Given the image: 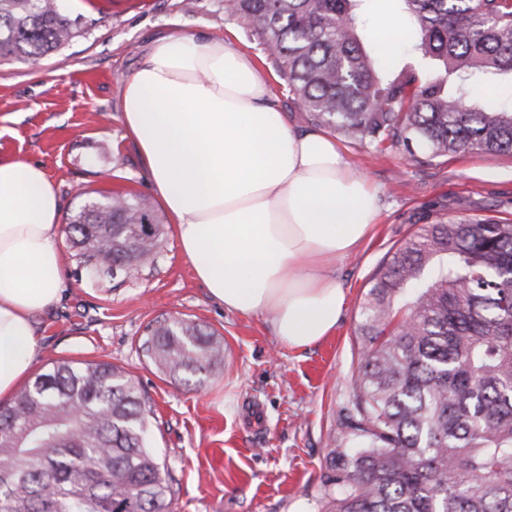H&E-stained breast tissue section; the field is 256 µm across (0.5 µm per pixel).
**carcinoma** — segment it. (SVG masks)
I'll return each mask as SVG.
<instances>
[{
	"label": "carcinoma",
	"instance_id": "carcinoma-1",
	"mask_svg": "<svg viewBox=\"0 0 512 512\" xmlns=\"http://www.w3.org/2000/svg\"><path fill=\"white\" fill-rule=\"evenodd\" d=\"M366 0H224L271 53L299 108L351 143L512 153V0H398L401 31L443 73H395L366 53ZM86 35L60 0H0V59L41 64ZM151 225L145 232L143 225ZM71 247L132 276L164 225L138 195L82 205ZM345 434L329 450L323 512H512V222L421 225L388 252L361 307ZM142 348L174 384L201 383L224 345L197 321L147 327ZM151 406L109 362H57L0 405V512H173L146 445ZM512 94L510 83L494 77L478 76L471 84V99L480 106L486 107L495 104L499 99L508 98Z\"/></svg>",
	"mask_w": 512,
	"mask_h": 512
}]
</instances>
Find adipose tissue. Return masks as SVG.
I'll use <instances>...</instances> for the list:
<instances>
[{
    "instance_id": "obj_1",
    "label": "adipose tissue",
    "mask_w": 512,
    "mask_h": 512,
    "mask_svg": "<svg viewBox=\"0 0 512 512\" xmlns=\"http://www.w3.org/2000/svg\"><path fill=\"white\" fill-rule=\"evenodd\" d=\"M122 123L209 297L272 314L292 349L330 336L345 306L331 265L368 234L377 192L333 138L289 126L253 56L227 38H160L124 80ZM61 217L40 165L0 161V396L30 375L34 318L60 298Z\"/></svg>"
}]
</instances>
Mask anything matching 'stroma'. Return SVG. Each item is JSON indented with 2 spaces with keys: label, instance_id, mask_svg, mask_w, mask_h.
I'll list each match as a JSON object with an SVG mask.
<instances>
[{
  "label": "stroma",
  "instance_id": "obj_1",
  "mask_svg": "<svg viewBox=\"0 0 512 512\" xmlns=\"http://www.w3.org/2000/svg\"><path fill=\"white\" fill-rule=\"evenodd\" d=\"M88 35L36 69L0 63V160L40 164L59 189L63 216L100 196L136 193L158 206L122 123L123 80L155 40L234 35L266 75L273 103L298 130L315 129L288 96L272 59L223 0H83ZM377 192L368 237L334 266L346 302L333 336L294 350L266 315L213 302L181 252L168 213L152 264L138 274H89L61 240V300L35 317L40 354L52 362L107 361L130 374L154 413L150 446L168 469L174 512H321L325 456L343 433L357 370L360 308L386 254L439 220L512 221V155L435 157L423 148L383 152L337 137ZM169 317L207 325L226 349L202 386H176L143 351L146 327Z\"/></svg>",
  "mask_w": 512,
  "mask_h": 512
}]
</instances>
